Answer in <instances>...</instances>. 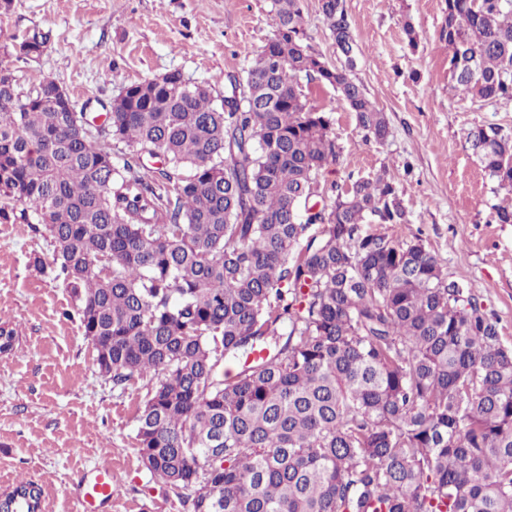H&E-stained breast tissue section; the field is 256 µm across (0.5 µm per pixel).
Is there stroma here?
Returning a JSON list of instances; mask_svg holds the SVG:
<instances>
[{
	"label": "stroma",
	"instance_id": "1",
	"mask_svg": "<svg viewBox=\"0 0 512 512\" xmlns=\"http://www.w3.org/2000/svg\"><path fill=\"white\" fill-rule=\"evenodd\" d=\"M356 41L355 75L384 112V143L363 139L353 112L328 85L308 98L330 112L343 148L323 170L321 188L347 175L395 178L407 224L382 231L399 241L421 238L449 276L468 282L512 342V224L495 209L512 201L466 148L475 124L512 129V100L465 98L448 80V45L440 37L446 0H343ZM313 50L337 62L321 0H303ZM416 43H409L405 25ZM49 34L46 52L22 57L14 45ZM274 34L270 0H10L0 8V65L30 91L51 77L77 111L95 117L129 84L171 70L224 93V77L242 73L250 52ZM49 257L44 233L0 223V316L20 338L0 354V493L18 477L38 483L48 512H76L75 489L86 470L109 465L120 475L108 512H183L176 494L142 465L133 416L147 389L119 390L99 375L76 304L60 281L40 272Z\"/></svg>",
	"mask_w": 512,
	"mask_h": 512
}]
</instances>
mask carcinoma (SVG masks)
Instances as JSON below:
<instances>
[{
  "label": "carcinoma",
  "instance_id": "1",
  "mask_svg": "<svg viewBox=\"0 0 512 512\" xmlns=\"http://www.w3.org/2000/svg\"><path fill=\"white\" fill-rule=\"evenodd\" d=\"M321 10L340 63L307 43L301 0H271L274 36L218 104L171 70L125 86L94 128L57 110L55 81L0 80V221L47 233L34 265L76 301L112 387L148 380L138 454L183 512H512L498 318L421 239L362 231L410 223L394 181L320 189L342 147L302 81L335 89L365 140L388 134L342 0ZM441 37L458 91L512 100V0H447ZM465 143L511 192L512 130ZM17 338L0 318V353ZM0 512L47 504L21 477Z\"/></svg>",
  "mask_w": 512,
  "mask_h": 512
}]
</instances>
